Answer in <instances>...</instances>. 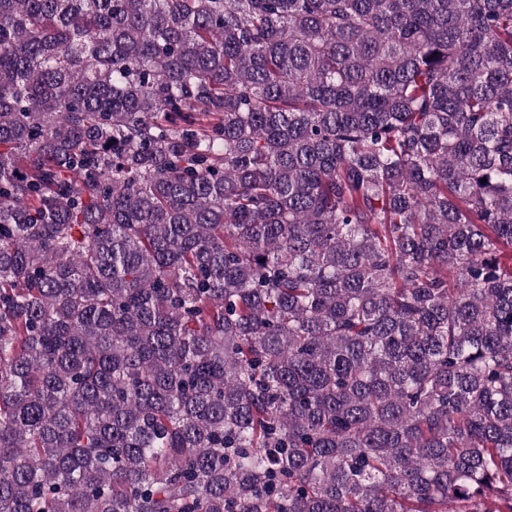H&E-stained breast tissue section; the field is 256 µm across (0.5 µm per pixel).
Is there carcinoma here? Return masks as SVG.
<instances>
[{"label": "carcinoma", "instance_id": "1", "mask_svg": "<svg viewBox=\"0 0 512 512\" xmlns=\"http://www.w3.org/2000/svg\"><path fill=\"white\" fill-rule=\"evenodd\" d=\"M0 512H512V0H0Z\"/></svg>", "mask_w": 512, "mask_h": 512}]
</instances>
